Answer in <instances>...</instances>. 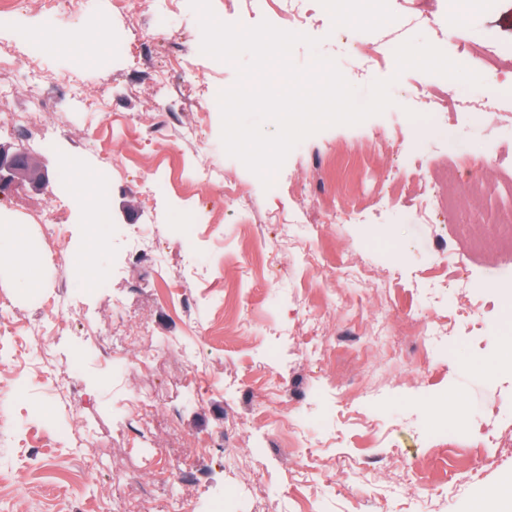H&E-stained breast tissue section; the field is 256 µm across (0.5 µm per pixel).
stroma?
I'll return each instance as SVG.
<instances>
[{"instance_id": "35a3bbf8", "label": "stroma", "mask_w": 512, "mask_h": 512, "mask_svg": "<svg viewBox=\"0 0 512 512\" xmlns=\"http://www.w3.org/2000/svg\"><path fill=\"white\" fill-rule=\"evenodd\" d=\"M132 5L155 46L135 66L119 53L129 18L112 0L76 14L25 0L14 28L0 30L12 46L38 29L74 39V52L49 51L38 65L90 79L89 95L105 102L94 110L65 84H47L59 129L47 151L12 128L29 101L18 89L0 111V146L21 148L53 185L71 162L107 196L101 215L70 189L55 198L23 186L0 192V225H19L42 279L35 291L21 288L16 257L0 252V301L15 322L0 334V410L9 415L0 431L11 436L0 446V512H113L117 470L152 489L143 512H166L174 496L191 512H496L512 484V447L492 441L512 434V251L481 254L471 241L493 235L512 204V0H344L335 16L317 17L306 33L318 49L297 45L294 64L334 59L362 99L374 80L392 79L394 104L303 140L275 192L221 142L217 96L235 84L236 66L194 59L189 88L166 71L164 35L189 48L202 39L188 0L162 19L150 0ZM337 23L391 50L419 36L448 54L464 44L501 56L480 68L476 88L392 62L364 72L337 44ZM430 93L495 107L432 112L422 102ZM159 111L170 120L153 135ZM189 121L202 140L182 139ZM383 136L392 148L374 150ZM203 167L249 189L252 209L231 206L221 184H197ZM428 197L435 213L423 209ZM22 198L64 209L63 232L21 210ZM356 201L365 213L341 220ZM139 224L162 247L154 262L130 259L127 233ZM306 244L319 266L305 263ZM83 261L100 266L108 287L84 290ZM118 318L133 335L148 326L123 357L166 345L175 356L152 373L114 372L88 347ZM410 321L435 335H404ZM44 323L59 377L82 361L67 399L56 398L29 347ZM183 350L200 365L193 402ZM139 391L162 401L153 430L135 435L126 419ZM63 425L72 436L58 435ZM156 453L177 458V471L151 467ZM102 456L111 467L99 466Z\"/></svg>"}]
</instances>
